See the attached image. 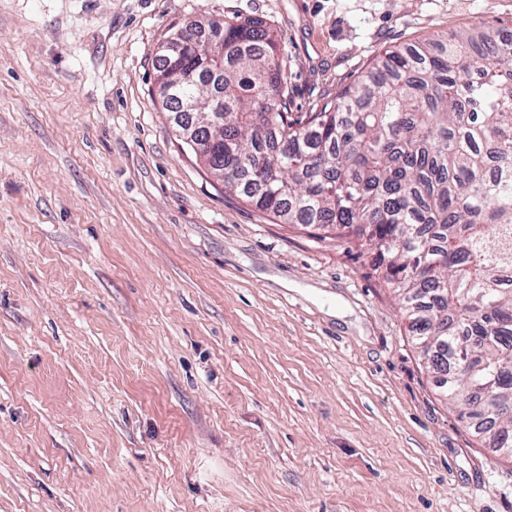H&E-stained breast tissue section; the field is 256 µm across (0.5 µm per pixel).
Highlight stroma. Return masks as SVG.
I'll return each instance as SVG.
<instances>
[{"label":"stroma","instance_id":"stroma-1","mask_svg":"<svg viewBox=\"0 0 512 512\" xmlns=\"http://www.w3.org/2000/svg\"><path fill=\"white\" fill-rule=\"evenodd\" d=\"M259 18L294 113L512 0H0V512H512L348 239L226 193L157 97L188 20Z\"/></svg>","mask_w":512,"mask_h":512}]
</instances>
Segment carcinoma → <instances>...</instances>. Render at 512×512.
<instances>
[{
  "instance_id": "obj_1",
  "label": "carcinoma",
  "mask_w": 512,
  "mask_h": 512,
  "mask_svg": "<svg viewBox=\"0 0 512 512\" xmlns=\"http://www.w3.org/2000/svg\"><path fill=\"white\" fill-rule=\"evenodd\" d=\"M162 100L224 113L188 149L224 189L285 224L354 236L395 289L429 367L490 447L512 446V38L453 32L388 50L318 112H290L264 23L198 19Z\"/></svg>"
}]
</instances>
